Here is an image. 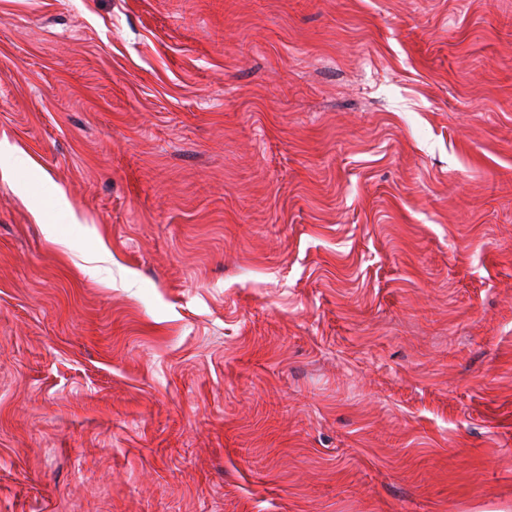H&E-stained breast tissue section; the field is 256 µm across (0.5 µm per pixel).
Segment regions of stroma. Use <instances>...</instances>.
Returning a JSON list of instances; mask_svg holds the SVG:
<instances>
[{
  "label": "stroma",
  "mask_w": 512,
  "mask_h": 512,
  "mask_svg": "<svg viewBox=\"0 0 512 512\" xmlns=\"http://www.w3.org/2000/svg\"><path fill=\"white\" fill-rule=\"evenodd\" d=\"M1 142L0 512H512V0H0Z\"/></svg>",
  "instance_id": "stroma-1"
}]
</instances>
